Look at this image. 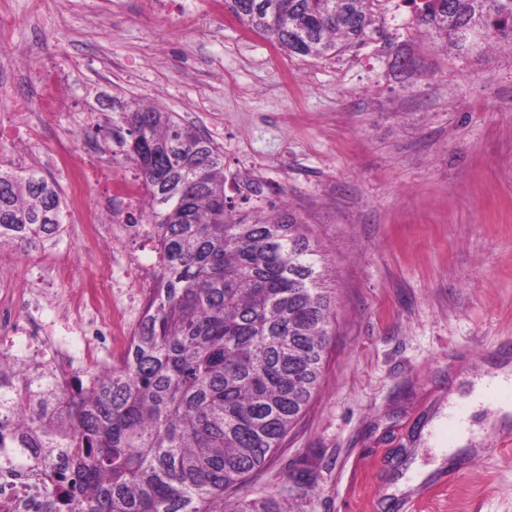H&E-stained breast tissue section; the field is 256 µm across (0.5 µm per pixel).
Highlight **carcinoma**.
Instances as JSON below:
<instances>
[{"label":"carcinoma","instance_id":"cac0c4a2","mask_svg":"<svg viewBox=\"0 0 512 512\" xmlns=\"http://www.w3.org/2000/svg\"><path fill=\"white\" fill-rule=\"evenodd\" d=\"M288 55L319 59L360 40L375 0H225ZM416 24L460 50H512V0H412ZM138 171L159 272L121 362L60 392L0 364V442L50 471L56 512H288L241 489L281 448L317 392L332 333L326 259L287 210L235 214L210 138L154 106L112 123ZM57 184L0 164V245L53 246Z\"/></svg>","mask_w":512,"mask_h":512}]
</instances>
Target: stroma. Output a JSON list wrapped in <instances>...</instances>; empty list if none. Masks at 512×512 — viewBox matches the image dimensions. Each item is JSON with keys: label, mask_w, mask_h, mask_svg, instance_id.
Segmentation results:
<instances>
[{"label": "stroma", "mask_w": 512, "mask_h": 512, "mask_svg": "<svg viewBox=\"0 0 512 512\" xmlns=\"http://www.w3.org/2000/svg\"><path fill=\"white\" fill-rule=\"evenodd\" d=\"M192 3L186 27L155 0H45L40 17L0 0V30L68 79L76 162L120 152L118 108L159 104L220 148L236 210L289 208L325 253L320 388L249 492L287 489L290 512H512V447L439 467L426 431L512 342V53L459 55L379 0L362 42L302 58ZM403 455L433 469L409 509L386 493Z\"/></svg>", "instance_id": "1"}]
</instances>
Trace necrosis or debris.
I'll use <instances>...</instances> for the list:
<instances>
[{
	"label": "necrosis or debris",
	"mask_w": 512,
	"mask_h": 512,
	"mask_svg": "<svg viewBox=\"0 0 512 512\" xmlns=\"http://www.w3.org/2000/svg\"><path fill=\"white\" fill-rule=\"evenodd\" d=\"M38 85L41 101L35 110L22 89L0 82V101L8 105L0 114V145L21 137L39 139L50 124L51 97L66 88L51 71L40 72ZM91 182L111 187L97 219L63 225L61 234L107 251V287L75 282L71 264L63 259L51 261L47 278L35 283L24 282L18 267L0 265V358L19 363L30 375H43L61 391L68 390L74 374L88 370L101 377L111 372L141 321L156 269L155 263L128 250L127 226L107 218L114 200L140 208L141 189L117 174L111 163L81 168L66 191L73 201H84ZM50 503L41 470L26 464L19 449L1 448L0 512H50Z\"/></svg>",
	"instance_id": "1"
}]
</instances>
